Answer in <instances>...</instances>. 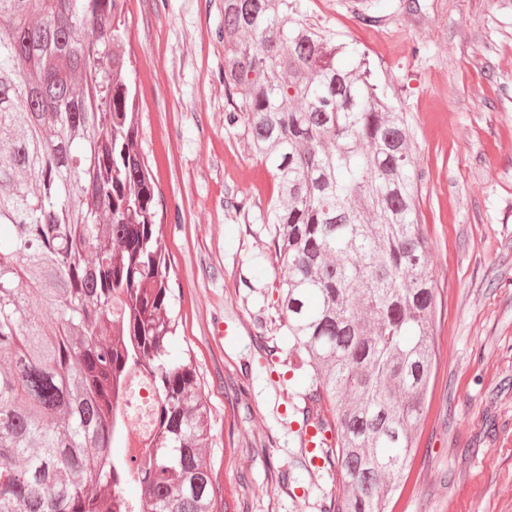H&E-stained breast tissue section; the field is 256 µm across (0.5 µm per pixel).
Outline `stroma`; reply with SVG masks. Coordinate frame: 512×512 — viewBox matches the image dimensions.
Listing matches in <instances>:
<instances>
[{"label": "stroma", "instance_id": "1", "mask_svg": "<svg viewBox=\"0 0 512 512\" xmlns=\"http://www.w3.org/2000/svg\"><path fill=\"white\" fill-rule=\"evenodd\" d=\"M304 23L365 59L413 130L435 288L436 370L401 494L385 512H512V11L500 0H299ZM142 149L210 408L217 512H327L337 463L298 433L311 380L288 363L276 193L224 112V0H128ZM221 322L223 339L212 336Z\"/></svg>", "mask_w": 512, "mask_h": 512}]
</instances>
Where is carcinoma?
<instances>
[{"label":"carcinoma","mask_w":512,"mask_h":512,"mask_svg":"<svg viewBox=\"0 0 512 512\" xmlns=\"http://www.w3.org/2000/svg\"><path fill=\"white\" fill-rule=\"evenodd\" d=\"M126 5L0 0V512H215ZM341 52L297 0H224V121L247 124L277 185L279 311L336 427V512H384L424 423L436 295L411 128ZM133 367L164 403L146 471L112 454V399ZM116 478L135 493L112 498Z\"/></svg>","instance_id":"carcinoma-1"}]
</instances>
